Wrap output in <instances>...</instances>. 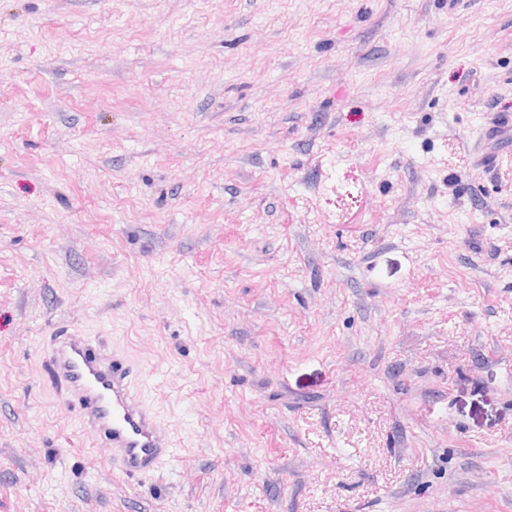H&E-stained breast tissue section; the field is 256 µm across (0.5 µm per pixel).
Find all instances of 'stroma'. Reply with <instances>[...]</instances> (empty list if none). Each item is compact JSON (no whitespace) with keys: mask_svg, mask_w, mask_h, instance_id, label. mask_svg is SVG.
<instances>
[{"mask_svg":"<svg viewBox=\"0 0 512 512\" xmlns=\"http://www.w3.org/2000/svg\"><path fill=\"white\" fill-rule=\"evenodd\" d=\"M511 117L512 0H0V512H512ZM41 364L54 395L77 411L82 433L125 475L154 472L174 454L168 430L142 397L141 371L123 351L63 326L47 337Z\"/></svg>","mask_w":512,"mask_h":512,"instance_id":"obj_1","label":"stroma"}]
</instances>
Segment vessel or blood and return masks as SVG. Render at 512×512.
I'll return each mask as SVG.
<instances>
[{"label": "vessel or blood", "mask_w": 512, "mask_h": 512, "mask_svg": "<svg viewBox=\"0 0 512 512\" xmlns=\"http://www.w3.org/2000/svg\"><path fill=\"white\" fill-rule=\"evenodd\" d=\"M41 364L55 396L76 410L82 433L125 475L154 472L173 455L168 430L141 394V371L123 351L63 326L47 337Z\"/></svg>", "instance_id": "1"}]
</instances>
